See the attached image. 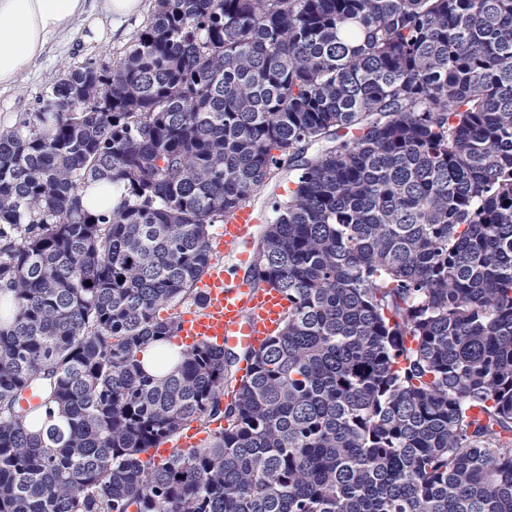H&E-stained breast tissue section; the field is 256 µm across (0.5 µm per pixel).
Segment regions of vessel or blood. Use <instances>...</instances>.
Segmentation results:
<instances>
[{"label": "vessel or blood", "instance_id": "obj_1", "mask_svg": "<svg viewBox=\"0 0 512 512\" xmlns=\"http://www.w3.org/2000/svg\"><path fill=\"white\" fill-rule=\"evenodd\" d=\"M260 222L250 205L225 215L222 234L211 246L213 257L197 282L201 302L178 321L175 335L186 348L256 349L280 331L288 309L285 295L252 276L251 248ZM199 438V428L187 427L173 441L161 442L158 452L169 456L172 448L195 447Z\"/></svg>", "mask_w": 512, "mask_h": 512}]
</instances>
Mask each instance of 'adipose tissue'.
Returning a JSON list of instances; mask_svg holds the SVG:
<instances>
[{"mask_svg": "<svg viewBox=\"0 0 512 512\" xmlns=\"http://www.w3.org/2000/svg\"><path fill=\"white\" fill-rule=\"evenodd\" d=\"M142 0H0V92L14 89L55 38L84 27L97 41L105 23L137 13Z\"/></svg>", "mask_w": 512, "mask_h": 512, "instance_id": "obj_1", "label": "adipose tissue"}]
</instances>
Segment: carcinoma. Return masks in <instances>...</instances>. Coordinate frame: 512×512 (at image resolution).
Returning <instances> with one entry per match:
<instances>
[{
  "label": "carcinoma",
  "instance_id": "1",
  "mask_svg": "<svg viewBox=\"0 0 512 512\" xmlns=\"http://www.w3.org/2000/svg\"><path fill=\"white\" fill-rule=\"evenodd\" d=\"M285 158L281 332L146 373ZM4 292L0 512H512V0H157L0 132ZM78 194L82 205L93 213H109L112 210V184L81 187ZM203 429L192 426V424L183 429L180 434L173 441L161 442L159 448H153L162 456H169L172 447L175 448H194L200 438V432Z\"/></svg>",
  "mask_w": 512,
  "mask_h": 512
}]
</instances>
